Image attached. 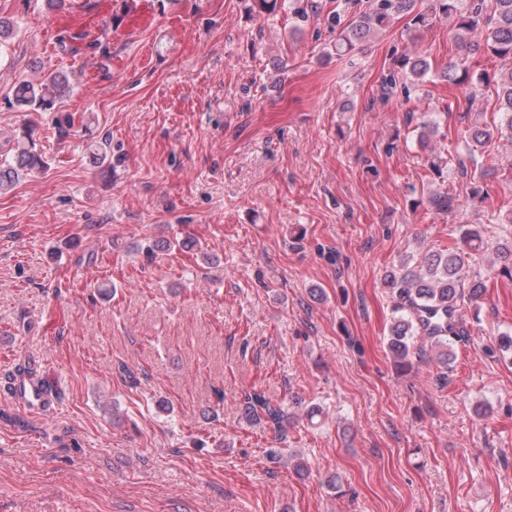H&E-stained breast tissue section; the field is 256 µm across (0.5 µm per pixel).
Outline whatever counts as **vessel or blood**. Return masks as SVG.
<instances>
[{
	"label": "vessel or blood",
	"mask_w": 512,
	"mask_h": 512,
	"mask_svg": "<svg viewBox=\"0 0 512 512\" xmlns=\"http://www.w3.org/2000/svg\"><path fill=\"white\" fill-rule=\"evenodd\" d=\"M114 11L121 15L122 20L118 27L111 29L107 23ZM157 24L154 0H103L93 13L86 12L79 0H74L72 6L56 14L53 22L54 28H81L93 36L108 29L112 32L113 40L121 42L137 33L153 29ZM0 388L9 395L14 405L30 412L49 410L55 402L53 394L26 376H8L0 383Z\"/></svg>",
	"instance_id": "vessel-or-blood-1"
}]
</instances>
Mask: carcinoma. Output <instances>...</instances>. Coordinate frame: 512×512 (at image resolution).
Wrapping results in <instances>:
<instances>
[{"label":"carcinoma","mask_w":512,"mask_h":512,"mask_svg":"<svg viewBox=\"0 0 512 512\" xmlns=\"http://www.w3.org/2000/svg\"><path fill=\"white\" fill-rule=\"evenodd\" d=\"M319 9L316 0H297L293 13L303 20ZM399 15L411 17L416 30L452 18L456 20L457 30L472 38L484 39V50L506 66L496 81H491L487 73L471 71L464 60L449 64L442 72V79L456 85H470L467 102L471 112L483 111L485 89L494 87L501 123L493 127L484 123L473 125L468 131L470 154L487 148L497 135L512 136V0H492L490 9L485 6V0H434L429 13L416 10V0H373L369 10L336 41V55H343L369 35L386 29ZM429 71L424 58L402 55L394 73L381 86L382 97L392 92L397 76L422 84ZM71 90L66 74L51 72L34 81L18 82L14 88V103L25 111L47 112ZM42 168L40 154L25 146L17 148L13 154L0 158V191L14 188L21 178ZM455 201L446 190L430 198L435 210L443 214L454 209ZM485 247L487 243L478 231L462 229L454 243L430 250L414 264L404 262L398 269L388 272L386 284L397 297L395 316L388 332V348L399 365L409 364L414 339L423 335L430 340L438 362L448 367L453 360L450 340L467 335L459 311L465 305L481 302L487 292L488 281L480 275L464 280L465 269L473 255ZM239 401L246 419L265 424L281 439L287 437L288 411L283 403L256 387L241 391Z\"/></svg>","instance_id":"carcinoma-1"}]
</instances>
